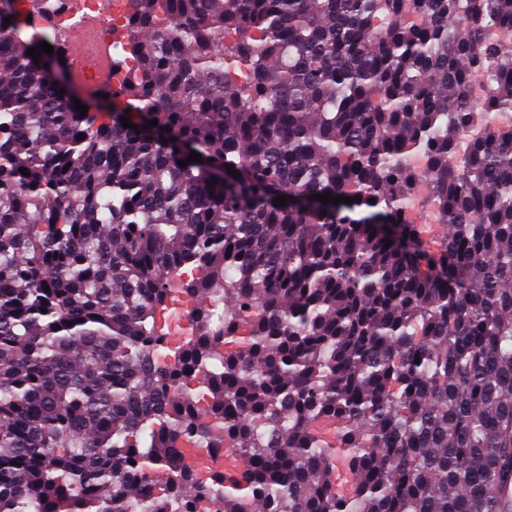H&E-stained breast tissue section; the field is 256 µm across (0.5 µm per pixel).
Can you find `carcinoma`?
<instances>
[{
	"mask_svg": "<svg viewBox=\"0 0 512 512\" xmlns=\"http://www.w3.org/2000/svg\"><path fill=\"white\" fill-rule=\"evenodd\" d=\"M46 2L0 0V512H499L512 0H129L138 133L27 55Z\"/></svg>",
	"mask_w": 512,
	"mask_h": 512,
	"instance_id": "carcinoma-1",
	"label": "carcinoma"
}]
</instances>
